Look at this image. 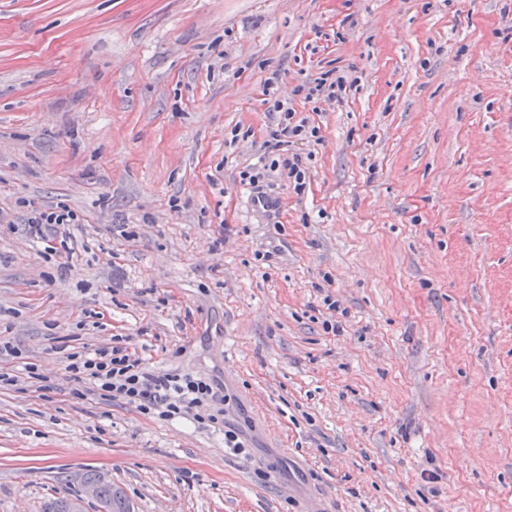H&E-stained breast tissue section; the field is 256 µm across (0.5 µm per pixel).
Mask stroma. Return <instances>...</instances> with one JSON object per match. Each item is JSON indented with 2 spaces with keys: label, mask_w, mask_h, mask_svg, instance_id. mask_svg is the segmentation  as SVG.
<instances>
[{
  "label": "stroma",
  "mask_w": 512,
  "mask_h": 512,
  "mask_svg": "<svg viewBox=\"0 0 512 512\" xmlns=\"http://www.w3.org/2000/svg\"><path fill=\"white\" fill-rule=\"evenodd\" d=\"M273 76L319 133L260 202ZM0 213L39 373L0 389V512L89 470L133 512H512V0H0ZM116 345L213 382L246 452L73 395ZM329 77H321L314 79L313 82H306L302 86H300L297 92L305 93L304 99L310 101L311 99H317L319 96L327 93L326 98L328 100H336V102L342 101V97H340L335 88L341 90L345 83L347 82V78L345 76H336L334 80L328 83ZM77 223H79L77 215L65 209L62 211L32 209L27 218L28 229L38 237L47 236L45 229L50 230L55 236L60 233L62 237H69L70 232H67L65 225Z\"/></svg>",
  "instance_id": "stroma-1"
}]
</instances>
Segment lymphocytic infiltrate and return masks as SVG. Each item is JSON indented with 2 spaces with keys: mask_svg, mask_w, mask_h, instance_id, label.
<instances>
[{
  "mask_svg": "<svg viewBox=\"0 0 512 512\" xmlns=\"http://www.w3.org/2000/svg\"><path fill=\"white\" fill-rule=\"evenodd\" d=\"M264 93L280 121L270 133V146L277 158L266 163L265 170L273 181L293 182L302 189L305 171L302 158L292 146L306 139L309 120L298 117L296 110L278 99L274 80H267ZM71 380L87 385L90 393L105 401L123 400L144 414L165 421L192 419L197 423H218L224 416L220 397L212 385L200 379L177 374L148 372L139 356L118 346L90 352H73L67 356Z\"/></svg>",
  "mask_w": 512,
  "mask_h": 512,
  "instance_id": "obj_1",
  "label": "lymphocytic infiltrate"
}]
</instances>
